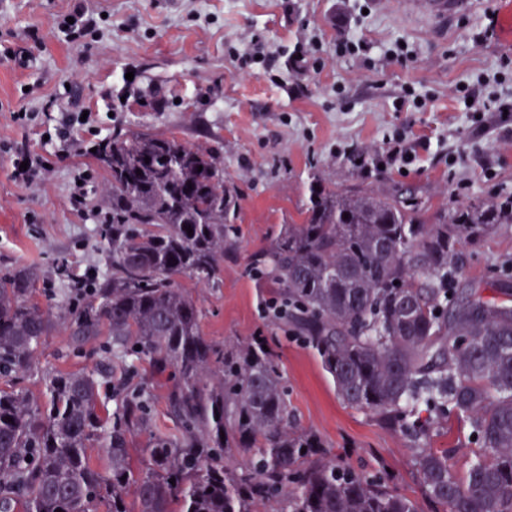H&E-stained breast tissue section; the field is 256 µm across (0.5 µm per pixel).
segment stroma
<instances>
[{"label":"stroma","mask_w":512,"mask_h":512,"mask_svg":"<svg viewBox=\"0 0 512 512\" xmlns=\"http://www.w3.org/2000/svg\"><path fill=\"white\" fill-rule=\"evenodd\" d=\"M82 5L96 30L71 42L53 25ZM33 54L25 67L0 60V141L26 142L44 163L28 186L11 177L0 153V265L37 267L56 289L55 270H103L97 234L106 214L105 175L88 155L114 129L148 130L217 149L224 178L238 189L240 238L224 258L219 287L185 280L210 340L267 336L272 285L247 271L282 225L302 222L308 184L343 191L374 188L414 196L431 210L454 209L512 192V112L467 111L454 96L466 86L481 97L512 100V0H471L444 26L413 19L394 0H0V30ZM359 37L367 50L340 56L336 45ZM262 42L266 62L250 60ZM404 43L408 58L386 56ZM423 107H398L404 87ZM38 112L18 127V107ZM88 112V125L60 142L61 113ZM407 133L414 161L366 169L344 157L347 145L383 149ZM89 168L88 213L68 194ZM512 256V231L465 254L462 287L484 281L491 265ZM279 357L300 428L316 433L328 454L351 469L391 478L419 512H444L423 492L405 433L337 396L319 360L299 340L278 338ZM429 445L448 453L455 472L470 460L471 428L450 416Z\"/></svg>","instance_id":"35a3bbf8"}]
</instances>
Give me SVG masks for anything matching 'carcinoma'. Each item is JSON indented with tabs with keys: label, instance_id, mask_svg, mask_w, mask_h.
<instances>
[{
	"label": "carcinoma",
	"instance_id": "carcinoma-1",
	"mask_svg": "<svg viewBox=\"0 0 512 512\" xmlns=\"http://www.w3.org/2000/svg\"><path fill=\"white\" fill-rule=\"evenodd\" d=\"M95 148L110 209L101 278L90 286L58 266L60 316L37 269H0V512H417L297 426L274 337L203 336L178 278L218 286L239 237L218 152L121 129ZM508 229L512 193L429 219L410 198L314 179L303 223L283 225L253 261L276 285L271 325L302 340L345 404L416 442L433 430L422 406L469 420L477 448L464 473L445 452L415 457L446 512H512V306L459 287L462 252ZM489 288L512 291V258ZM59 329V360L94 367L41 369L40 347ZM37 374L40 399L28 389ZM160 401L172 434L153 428ZM139 434L145 447H130ZM240 451L243 468L229 464Z\"/></svg>",
	"mask_w": 512,
	"mask_h": 512
}]
</instances>
